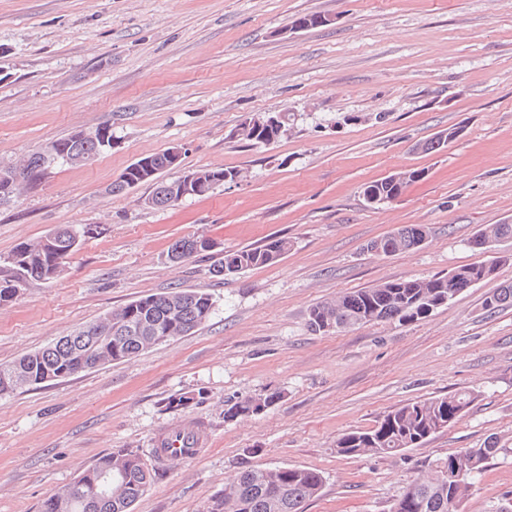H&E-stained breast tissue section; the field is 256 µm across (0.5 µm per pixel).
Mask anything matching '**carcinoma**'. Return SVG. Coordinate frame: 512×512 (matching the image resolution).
Segmentation results:
<instances>
[{
    "mask_svg": "<svg viewBox=\"0 0 512 512\" xmlns=\"http://www.w3.org/2000/svg\"><path fill=\"white\" fill-rule=\"evenodd\" d=\"M95 139L83 144L71 135L47 144L42 150L23 157L11 167L31 174L42 155L53 151L61 163L80 147L92 160L99 156L107 143L112 141V129L97 128ZM232 135L255 144H266L279 139L282 134L266 128L254 127L249 132H232ZM456 129L440 132L435 138L419 145L424 151H439L455 139ZM149 168L127 167L112 183L109 192L119 194L123 187L132 184H150L152 192L147 201L152 208L168 207V196L178 187L179 180H166L163 173L173 169L168 152L146 156ZM212 184L200 192L204 196L224 185V178L234 181L240 173L233 169H206ZM419 170H405L368 185L363 192L367 203L379 205L402 194L411 183L420 180ZM69 228L59 233V252L43 242H21L0 263V304L14 298V282L24 278L29 282L45 281L60 276L71 257L67 248ZM428 231L420 224L402 226L386 236L371 242L370 251L383 256L395 255L421 246ZM512 237V223L483 227L470 240L474 248L486 250L499 239ZM175 245L184 250L188 259L214 247L206 238L180 239ZM290 248L288 240L270 237L262 244L250 248L227 251L213 267L217 276L237 273L276 263ZM511 256H494L487 262L473 263L456 268L445 275L430 278L407 277L386 281L372 288L347 292L336 298L317 303L307 314L308 327L314 332H336L353 329L379 321L397 320L402 323L426 318L434 309L448 303L454 295L462 293L459 285L464 282L479 283L498 273L500 267L511 265ZM504 304L512 305V283L501 286L486 298L485 306L494 309ZM214 307L212 296L202 290H178L148 294L125 304L107 317L75 332L77 336L94 338L105 331H112V348L94 351L89 361L75 353L71 347L58 341L26 354L3 368L19 367L38 385L74 375L98 364L120 362L137 356L152 345L149 337L159 334L176 340L201 326L211 315ZM135 328L143 336L135 343L124 338L123 331ZM282 398L279 391L263 395V403L243 398L227 404L224 419L233 421L241 416L258 415L274 407ZM474 400V393L460 391L446 397L418 399L405 403L385 413L367 430L343 434L336 440V453L343 456L367 454H395L408 448H417L435 434L439 420L453 426L467 411ZM508 449L499 447L495 438H489L480 448H458L449 457L457 460L463 472L460 480L448 482V472L437 464L430 473L407 486L395 500L389 512H458L463 500L469 495L476 476L484 473L487 465L496 457L506 455ZM100 467L112 471L120 465L124 476L116 487V494L89 500L80 494L78 484L83 479H96L101 471H83L67 485L70 496L69 512H133L136 501L150 485L156 469L144 460L138 448H119L98 460ZM323 485V476L314 470L300 467H247L241 470L224 492L213 497L206 512H301L302 504L316 496Z\"/></svg>",
    "mask_w": 512,
    "mask_h": 512,
    "instance_id": "1",
    "label": "carcinoma"
}]
</instances>
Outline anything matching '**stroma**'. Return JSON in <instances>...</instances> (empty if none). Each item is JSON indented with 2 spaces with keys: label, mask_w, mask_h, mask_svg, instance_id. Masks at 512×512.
Wrapping results in <instances>:
<instances>
[{
  "label": "stroma",
  "mask_w": 512,
  "mask_h": 512,
  "mask_svg": "<svg viewBox=\"0 0 512 512\" xmlns=\"http://www.w3.org/2000/svg\"><path fill=\"white\" fill-rule=\"evenodd\" d=\"M325 26L290 31L306 14ZM284 111L271 145L232 138L248 116ZM102 126L112 146L53 166L0 204V257L61 226H97L57 278L0 305V364L138 297L210 293L195 332L138 356L0 399V512L45 498L119 448L150 450L168 430L204 427L193 458L161 463L133 512H204L245 466L301 467L324 485L304 512H388L431 464L498 438L512 449V306H484L512 265L412 322L318 334L309 308L405 277L485 261L469 245L512 222V0H0V166ZM462 133L440 152L419 142ZM178 147L179 168H234L237 183L166 209L150 185L109 188L139 157ZM423 176L372 207L364 188ZM422 224L420 248L366 246ZM213 251L167 258L184 237ZM288 239L277 263L214 277L223 252ZM279 390L266 413L234 421L227 402ZM474 392L467 413L421 447L338 455L342 434L414 399ZM196 405L170 409L183 393ZM512 503V456L492 460L460 512Z\"/></svg>",
  "instance_id": "1"
}]
</instances>
